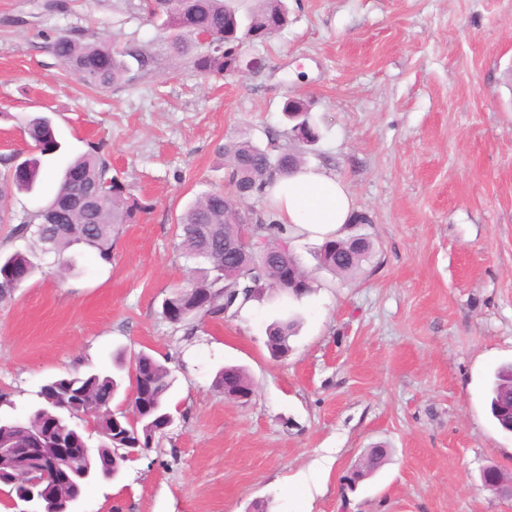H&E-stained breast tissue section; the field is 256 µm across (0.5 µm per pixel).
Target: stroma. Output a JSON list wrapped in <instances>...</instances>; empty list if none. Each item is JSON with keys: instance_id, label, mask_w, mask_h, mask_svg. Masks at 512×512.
I'll return each mask as SVG.
<instances>
[{"instance_id": "stroma-1", "label": "stroma", "mask_w": 512, "mask_h": 512, "mask_svg": "<svg viewBox=\"0 0 512 512\" xmlns=\"http://www.w3.org/2000/svg\"><path fill=\"white\" fill-rule=\"evenodd\" d=\"M285 3L287 26L244 49L255 68L206 79L173 64L141 0H0V156L27 150L16 119L31 113L51 116L64 145L10 210L42 207L92 143L147 206L111 261L85 254L78 274L36 276L0 302V394L22 413L47 380L123 378L115 357L142 351L172 370L173 425L117 481L88 486L81 512H512L481 480L512 473V434L486 398L512 362V0ZM60 31L141 45L154 68L89 88L52 56ZM291 96L321 130L307 163L347 185L370 218L349 232L373 252L342 278L319 269L318 240L292 241L316 282L275 359L278 298L192 331L162 310L196 275L177 216L226 187V144L289 129ZM227 365L247 371L248 401L215 388ZM376 446L383 463L347 487Z\"/></svg>"}]
</instances>
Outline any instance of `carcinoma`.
Wrapping results in <instances>:
<instances>
[{"label":"carcinoma","mask_w":512,"mask_h":512,"mask_svg":"<svg viewBox=\"0 0 512 512\" xmlns=\"http://www.w3.org/2000/svg\"><path fill=\"white\" fill-rule=\"evenodd\" d=\"M243 0H144L151 21L160 22L170 57L203 76L224 75L238 68L235 49L248 42L264 41L288 24L283 0H256L257 6L245 9ZM58 63L77 76L86 86L106 90L132 82L135 76L150 71L154 57L135 45L118 48L106 41H84L70 32L59 33L50 43ZM307 131L301 137L289 130L288 137L312 146L320 139L318 128L307 113L301 114ZM21 129L35 149L27 158L28 169L14 171L13 156L0 158V202L17 192H30L41 179L43 157L58 152L61 143L51 117L28 115L21 119ZM225 164L230 170L229 183L236 196L248 199L263 194L264 186L277 175H286L304 163L302 153L279 142L276 134L261 146L249 138L224 147ZM81 171L90 192L83 207L71 213L70 204L80 194L71 181L62 178L47 204L58 220L43 224L35 212L17 215L0 208V224L13 225L12 233L31 241L26 251L0 252V301L10 293V272L23 270L28 278L44 274L41 256L52 253L55 262L65 263L70 271L78 268L81 246L101 260L112 259L114 238L120 227L132 223L146 206L126 197L125 186L111 175L107 158L99 148L74 157L68 164ZM250 240L238 253L224 250V233L237 228L231 223L233 209L229 194L220 189L206 191L191 201L178 217L176 237L182 254L207 264L203 274L176 288L163 303L164 317L174 325L188 329L205 316L224 314V289L234 288L241 301L239 311L248 302L278 291L300 299L313 291V280L302 269L299 259L282 249L296 238L295 228L278 224L274 214L263 208L248 212ZM372 252L370 240L354 246L347 239L324 241L317 252L320 268L340 277L354 274ZM297 321L285 318L268 329L267 347L282 357L289 351L288 340L295 333ZM128 406L117 408L114 415L96 419L99 443L93 449L95 466L122 468L126 459L123 448H148L163 429L169 414L167 398L174 384L172 371L147 353L138 354L128 370ZM118 383L100 372L72 373L41 386L39 401L24 414L6 413L0 417V443L11 448H27L41 427L47 413L63 410V405L77 402L92 410L110 408ZM221 392L244 394L251 391L246 372L226 367L215 379ZM492 417L505 432L512 433V364L496 369L488 386Z\"/></svg>","instance_id":"cac0c4a2"}]
</instances>
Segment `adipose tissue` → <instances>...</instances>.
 <instances>
[{
	"mask_svg": "<svg viewBox=\"0 0 512 512\" xmlns=\"http://www.w3.org/2000/svg\"><path fill=\"white\" fill-rule=\"evenodd\" d=\"M278 223L297 227L299 234L323 240L344 238L352 212L345 186L324 168L310 164L265 188Z\"/></svg>",
	"mask_w": 512,
	"mask_h": 512,
	"instance_id": "ef3b65f1",
	"label": "adipose tissue"
}]
</instances>
